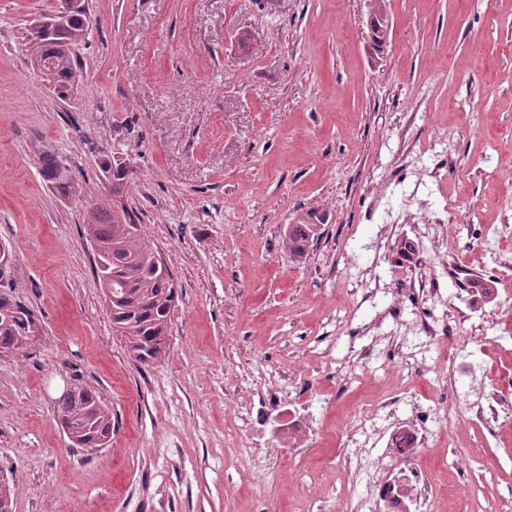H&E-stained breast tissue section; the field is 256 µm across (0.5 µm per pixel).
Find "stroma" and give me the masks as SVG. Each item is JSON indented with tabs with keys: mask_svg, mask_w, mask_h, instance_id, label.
I'll use <instances>...</instances> for the list:
<instances>
[{
	"mask_svg": "<svg viewBox=\"0 0 512 512\" xmlns=\"http://www.w3.org/2000/svg\"><path fill=\"white\" fill-rule=\"evenodd\" d=\"M55 4L0 0V242L37 326L24 349L0 354V472L14 512H342L365 483L343 484L317 460L347 452L346 426L395 389L462 414L418 459L427 470L455 460L440 480L448 512L460 500L506 512L512 426L464 412L478 365L512 401V346L494 343L512 332V237L491 231L512 223V0H88L65 98L24 41ZM46 150L70 168L73 192L43 181ZM111 152L131 165L122 204L181 291L167 354L151 364L112 330L84 229ZM422 201L460 218L418 248L445 291L443 341L423 346L404 297L383 338L351 339L376 314L359 277L395 290L412 275L364 243L403 239L397 218ZM289 224L320 227L298 260ZM460 269L493 281L495 301L456 280ZM472 305L494 318L471 317ZM392 342L422 358L419 372ZM335 361L364 381L335 376ZM281 376L328 407L304 452L256 469L238 413ZM73 379L112 411L106 447H75L61 426L55 402Z\"/></svg>",
	"mask_w": 512,
	"mask_h": 512,
	"instance_id": "stroma-1",
	"label": "stroma"
}]
</instances>
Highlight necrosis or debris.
<instances>
[{
	"label": "necrosis or debris",
	"instance_id": "necrosis-or-debris-1",
	"mask_svg": "<svg viewBox=\"0 0 512 512\" xmlns=\"http://www.w3.org/2000/svg\"><path fill=\"white\" fill-rule=\"evenodd\" d=\"M418 305L417 329L427 344L439 343L444 323L432 311V302L441 300L442 293L438 281L416 272L405 288ZM410 408L408 419L395 417L398 404ZM260 408H273L277 420L271 431L258 430L257 417L246 413L245 421L256 430L253 444L247 453L251 459H258V445L288 447L307 437L314 428V418L290 395L265 394L258 399ZM387 417L383 427H376L375 416ZM450 411L437 405L425 406L415 397H390L374 407L360 412L355 424L350 425L346 439L353 451L343 459L324 458L327 467H337L354 479L365 476L367 490L349 502L347 512H436L438 490L431 475L418 465L420 453L425 451L430 440L439 428L450 426ZM382 443L384 451L374 455L375 443Z\"/></svg>",
	"mask_w": 512,
	"mask_h": 512
}]
</instances>
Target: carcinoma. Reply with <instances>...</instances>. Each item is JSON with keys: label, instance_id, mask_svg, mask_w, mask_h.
I'll use <instances>...</instances> for the list:
<instances>
[{"label": "carcinoma", "instance_id": "carcinoma-1", "mask_svg": "<svg viewBox=\"0 0 512 512\" xmlns=\"http://www.w3.org/2000/svg\"><path fill=\"white\" fill-rule=\"evenodd\" d=\"M67 15L45 39L29 36L31 56L40 63L41 73L60 95L67 94L78 78L76 47L87 32L84 0H67ZM108 191L123 196L130 170L117 156L102 161ZM43 180L61 193L74 188L71 171L54 154L40 159ZM138 216L126 206L94 203L89 207L87 231L99 245L95 253L96 275L112 315V328L124 337L128 350L141 363L165 356L170 321L178 291L173 288L169 268L157 262V251L144 237ZM318 230L316 224H290L285 246L294 258L302 257ZM11 265L0 263V353L24 348L31 337L33 315L18 303L3 281ZM63 428L79 448H101L112 435V413L95 390L81 385L56 401Z\"/></svg>", "mask_w": 512, "mask_h": 512}]
</instances>
